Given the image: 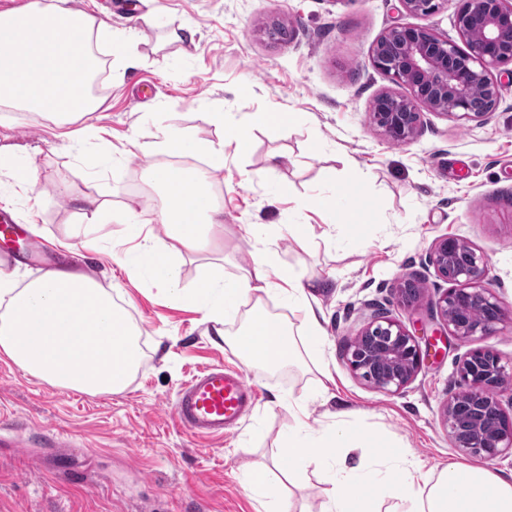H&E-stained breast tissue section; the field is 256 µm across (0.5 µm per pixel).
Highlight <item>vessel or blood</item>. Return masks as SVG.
I'll return each instance as SVG.
<instances>
[{"label": "vessel or blood", "mask_w": 512, "mask_h": 512, "mask_svg": "<svg viewBox=\"0 0 512 512\" xmlns=\"http://www.w3.org/2000/svg\"><path fill=\"white\" fill-rule=\"evenodd\" d=\"M0 245L5 258L17 252L33 256L43 250L16 224L12 215L0 209ZM256 391L240 371L212 365L186 383L176 394L173 416L176 424L194 437L205 440L223 438L249 412Z\"/></svg>", "instance_id": "b4317fda"}]
</instances>
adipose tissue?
<instances>
[{"mask_svg":"<svg viewBox=\"0 0 512 512\" xmlns=\"http://www.w3.org/2000/svg\"><path fill=\"white\" fill-rule=\"evenodd\" d=\"M102 26L97 16L53 0H32L26 9L0 12V34L28 43L31 61L52 74L46 82L31 78L9 47L0 44V104L49 115L60 138L82 151L92 136L88 120L100 106L93 92L100 60L89 45L80 58L70 56L66 35L78 29L89 42ZM140 150L148 156L202 151L208 168L150 167L149 179L162 191L157 219L165 237L145 234L140 213L126 207L121 219L136 243L122 260L127 275L151 273L160 291L203 311L218 323V337L247 365L277 370L317 363V389L327 391L330 373L318 363L325 340L322 312L311 304L307 283L274 250H260L247 275L225 282L204 278L190 291L180 286L184 254L198 251L223 228L224 212L212 191L224 170L223 144L205 145L188 130L164 127ZM270 293L282 298L300 327L263 308L260 299ZM237 317L243 320L240 328L223 330V322ZM139 335L111 291L85 273L49 269L24 283L0 269V353L50 386L90 395L124 390L140 362ZM312 468L330 484L321 512H512L511 478L485 466L460 464L420 473L415 462L348 414L336 413L317 430L301 405L279 438L271 466L246 472L241 486L262 512H290V501L268 494L271 473L295 480Z\"/></svg>","mask_w":512,"mask_h":512,"instance_id":"1","label":"adipose tissue"}]
</instances>
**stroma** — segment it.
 I'll return each instance as SVG.
<instances>
[{
  "label": "stroma",
  "mask_w": 512,
  "mask_h": 512,
  "mask_svg": "<svg viewBox=\"0 0 512 512\" xmlns=\"http://www.w3.org/2000/svg\"><path fill=\"white\" fill-rule=\"evenodd\" d=\"M93 8L109 31L133 32L136 61L106 62L98 128L77 160L47 118L0 106V148L30 161L36 187L0 170V208L45 243L112 289L141 330L143 358L123 392L89 396L53 388L25 374L0 353V411L24 427L0 429V512H256L238 477L269 463L279 433L293 422L290 405L305 402L312 426L345 411L385 436L427 470L461 461L441 412L456 388V369L469 351L436 314L449 283L429 261L436 241L453 235L488 258L487 285L512 316V79L501 86L497 110L482 123L424 112L415 138L388 141L372 123L380 93L407 89L371 63L390 27L407 22L397 0H77ZM279 21L285 42L263 31ZM180 40H172L171 32ZM275 105L296 112L292 131L254 128L252 112ZM224 115L223 123L212 113ZM190 130L201 142H224V170L213 186L224 209V232L211 251L181 264L183 288L200 278H237L253 267L261 241L242 234L258 224L284 264L318 282L326 342L322 361L335 385L316 392L317 370L246 367L194 307L159 292L151 275L129 280L118 259L131 244L119 223L76 233L79 199L110 204L114 213L140 201L147 231L163 236L156 219L159 190L147 180L152 164L206 165L161 155L146 157L135 142L152 141L158 126ZM249 130L248 155L228 140ZM288 188L274 196L275 187ZM349 188L354 209L336 217L305 201L335 186ZM283 224H305L298 242ZM412 279L421 297L411 307L394 294ZM387 313L415 335L424 361L401 394L390 396L355 377L343 356L348 336L375 314ZM243 370L259 398L223 440L205 443L180 429L173 402L180 386L203 367ZM72 439L71 456L41 443L43 428Z\"/></svg>",
  "instance_id": "1"
}]
</instances>
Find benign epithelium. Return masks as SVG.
I'll list each match as a JSON object with an SVG mask.
<instances>
[{
    "label": "benign epithelium",
    "mask_w": 512,
    "mask_h": 512,
    "mask_svg": "<svg viewBox=\"0 0 512 512\" xmlns=\"http://www.w3.org/2000/svg\"><path fill=\"white\" fill-rule=\"evenodd\" d=\"M410 16L429 15L447 0H399ZM457 45L433 30L412 24L389 28L372 50L373 66L410 95L384 92L373 101L371 118L387 140L414 139L421 108L467 121L487 120L497 109L500 86L492 69L512 64V0H456ZM439 275L453 284L437 308L450 334L461 342L491 336L505 315L495 292L483 286L486 255L466 241L445 236L430 254ZM346 363L358 378L388 395L403 392L420 369L422 350L398 321L378 315L344 347ZM457 391L448 397L443 423L454 446L470 459L512 455V413L500 399L512 382V362L481 347L457 368Z\"/></svg>",
    "instance_id": "1"
}]
</instances>
